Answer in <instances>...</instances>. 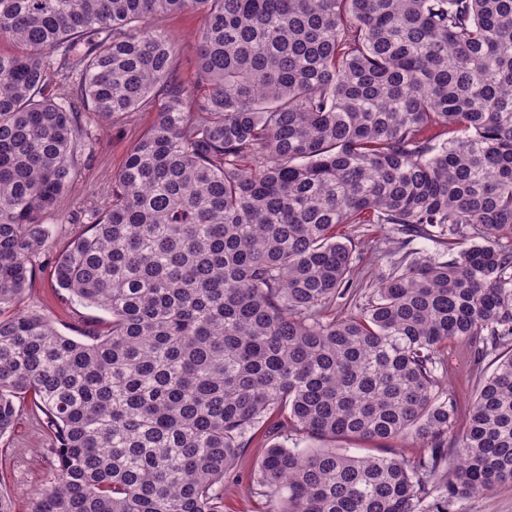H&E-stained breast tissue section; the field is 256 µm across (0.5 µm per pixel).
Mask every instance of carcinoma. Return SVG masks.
<instances>
[{"label":"carcinoma","mask_w":512,"mask_h":512,"mask_svg":"<svg viewBox=\"0 0 512 512\" xmlns=\"http://www.w3.org/2000/svg\"><path fill=\"white\" fill-rule=\"evenodd\" d=\"M202 19L196 81L160 14ZM0 437L45 416L30 512H224L261 430L271 512H448L512 483V0H0ZM161 107L58 254L76 339L22 311L82 114ZM343 224L432 238L340 317ZM495 352L467 425L444 351ZM429 454L357 456L307 440Z\"/></svg>","instance_id":"carcinoma-1"}]
</instances>
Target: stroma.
Instances as JSON below:
<instances>
[{"label":"stroma","mask_w":512,"mask_h":512,"mask_svg":"<svg viewBox=\"0 0 512 512\" xmlns=\"http://www.w3.org/2000/svg\"><path fill=\"white\" fill-rule=\"evenodd\" d=\"M153 24L172 35L178 73L185 83H193L197 70L195 38L202 28L200 18L192 14L162 15ZM156 118L153 108L122 119L86 116L89 140L78 168L77 184L58 199L53 212L43 217L49 238L31 259L32 284L21 307L45 315L64 335L79 336L85 328L107 319L108 314L94 307L68 305L59 299L53 279L55 258L82 231L89 211L103 207L129 148ZM339 232L362 255L356 279L371 284L388 271V259L379 257L377 251L391 249L389 231L376 224H348L341 226ZM492 370L487 359L473 364L466 344H449L445 385L448 391L458 393L461 403H468L479 377ZM50 444L48 432L27 408L20 411L13 430L0 438V490L13 499L16 512H28L36 492L49 486L56 469ZM265 447V442L253 440L225 476L224 512H268L266 498L250 488V474L257 468Z\"/></svg>","instance_id":"stroma-1"}]
</instances>
